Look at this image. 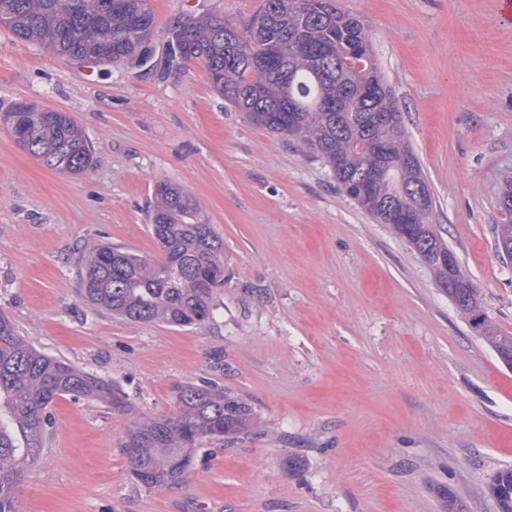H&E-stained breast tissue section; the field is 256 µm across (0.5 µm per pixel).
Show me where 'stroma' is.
I'll use <instances>...</instances> for the list:
<instances>
[{"label": "stroma", "instance_id": "obj_1", "mask_svg": "<svg viewBox=\"0 0 512 512\" xmlns=\"http://www.w3.org/2000/svg\"><path fill=\"white\" fill-rule=\"evenodd\" d=\"M259 0H152L148 71L65 61L0 25V113H69L95 148L73 176L0 124V313L46 354L112 380L129 413L57 398L25 468L21 512H497L512 468V369L469 328L430 268L337 187L300 145L224 107L166 31ZM367 24L380 73L433 194L432 223L512 334V262L495 251L512 174V20L500 0H338ZM170 182L224 239L214 316L193 328L112 317L80 296L108 242L157 259L148 213ZM224 356L216 367L212 355ZM214 380L255 410L248 438L203 442L180 488L137 486L121 450L174 388ZM302 461L288 468L289 458ZM494 488L498 491V511L512 512V468H504L495 474L492 491Z\"/></svg>", "mask_w": 512, "mask_h": 512}]
</instances>
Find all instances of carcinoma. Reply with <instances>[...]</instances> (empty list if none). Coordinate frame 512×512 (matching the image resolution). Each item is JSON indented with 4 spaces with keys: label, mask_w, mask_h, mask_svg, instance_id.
Returning a JSON list of instances; mask_svg holds the SVG:
<instances>
[{
    "label": "carcinoma",
    "mask_w": 512,
    "mask_h": 512,
    "mask_svg": "<svg viewBox=\"0 0 512 512\" xmlns=\"http://www.w3.org/2000/svg\"><path fill=\"white\" fill-rule=\"evenodd\" d=\"M64 2L0 0V25L16 40L72 61L119 65L127 55L147 52L146 35L156 17L152 10L143 12L145 0H84L78 13ZM137 16L138 28L132 26ZM353 38H367L364 23L335 0H261L242 22L205 14L167 32V43L179 47V59L218 74L213 87L226 105L273 135L298 141L378 223H388L384 202L396 200L409 223H394L392 231L434 271L477 337L512 366V335L499 331L482 309L478 289L430 222L431 192L422 209L410 191L414 182L428 184L391 92L368 100L360 95L377 64L362 70L343 64ZM272 42L280 44V62L268 65L264 56ZM17 114L27 132L17 144L44 167L69 174L90 168L93 146L68 114L56 112L47 121L21 103L5 118ZM498 206L503 222L496 226V252L512 261V177L505 180ZM149 221L163 258L94 247L85 257L82 297L133 322L176 327L207 322L214 295L224 287V239L212 225L197 221L193 199L169 182L157 185ZM64 395L93 398L114 411L127 409L111 382L42 354L0 316V512H20L16 498L25 463L45 447L51 405ZM176 398V415L136 422L122 444L142 487L181 486L204 440L234 443L251 432L253 407L215 381L179 385ZM492 487L498 491V512H512V468L498 471Z\"/></svg>",
    "instance_id": "carcinoma-1"
}]
</instances>
